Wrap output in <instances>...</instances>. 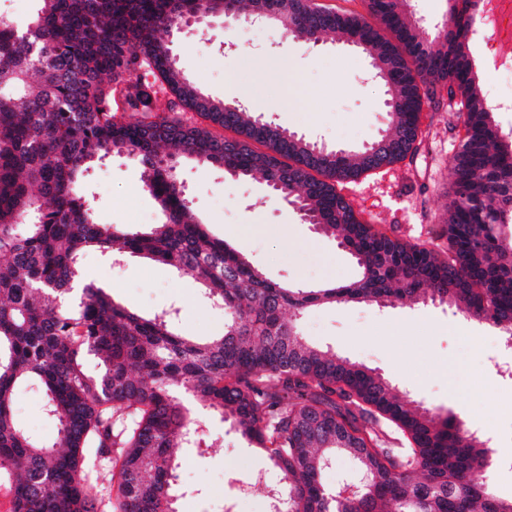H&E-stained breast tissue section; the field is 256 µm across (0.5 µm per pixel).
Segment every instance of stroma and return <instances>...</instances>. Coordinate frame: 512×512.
I'll list each match as a JSON object with an SVG mask.
<instances>
[{
    "label": "stroma",
    "instance_id": "stroma-1",
    "mask_svg": "<svg viewBox=\"0 0 512 512\" xmlns=\"http://www.w3.org/2000/svg\"><path fill=\"white\" fill-rule=\"evenodd\" d=\"M173 47L202 92L237 101L309 141L357 149L389 128L385 88L370 59L340 41L328 38L313 47L271 25L228 29L215 17L174 34ZM421 128L425 146L413 161L368 175L344 192L388 236L429 243L445 219L450 163L463 129L449 106L422 112ZM180 177L210 235L248 256L269 278L313 287L356 277L351 256L272 197L262 179L235 181L193 161L182 162ZM85 183L98 223L133 231L160 223L141 168L126 155L91 167ZM81 272L140 315L178 308L184 335L207 338L224 331V313L207 303L200 283L170 266L89 251ZM298 327L307 339L380 374L404 401L452 412L478 431L503 460L490 472L492 484L501 497L512 496V379L494 368L512 359V349L498 341L497 328L437 304H326L306 311ZM42 402L38 388L26 387L14 409L32 435L49 440L56 427ZM193 408L206 423L209 445L180 451L194 493L179 500L178 512H267L263 489L250 478L261 470L275 483L280 472L230 424L210 416L203 402Z\"/></svg>",
    "mask_w": 512,
    "mask_h": 512
}]
</instances>
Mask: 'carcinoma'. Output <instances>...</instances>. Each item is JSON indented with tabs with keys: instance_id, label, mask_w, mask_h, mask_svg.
I'll use <instances>...</instances> for the list:
<instances>
[{
	"instance_id": "cac0c4a2",
	"label": "carcinoma",
	"mask_w": 512,
	"mask_h": 512,
	"mask_svg": "<svg viewBox=\"0 0 512 512\" xmlns=\"http://www.w3.org/2000/svg\"><path fill=\"white\" fill-rule=\"evenodd\" d=\"M25 23L0 15V486L12 512H98L99 466L119 494L112 512H177L186 494L177 448L205 442L184 397L199 399L282 472L264 486L268 512H512L496 495L491 449L456 416L411 408L374 371L307 341L299 317L324 304H445L512 337V140L473 72L474 0H453L447 41L425 38L407 0H366L368 17L288 0L289 36L317 44L356 39L393 70L389 144L330 160L300 136L235 101L202 93L171 42L173 20L217 9L212 0H36ZM466 113L451 161L445 245L391 238L358 218L338 189L419 154L425 100L438 90ZM122 116H116V113ZM192 112L208 125L188 123ZM125 154L164 220L147 232L96 222L82 178ZM259 177L349 250L359 276L290 287L209 235L178 178L181 160ZM88 250L141 255L201 281L224 309V334L175 327L178 310L149 318L81 278ZM103 368L93 374L85 358ZM35 385L57 424L51 442L18 421V391ZM348 455L356 490L322 475Z\"/></svg>"
}]
</instances>
